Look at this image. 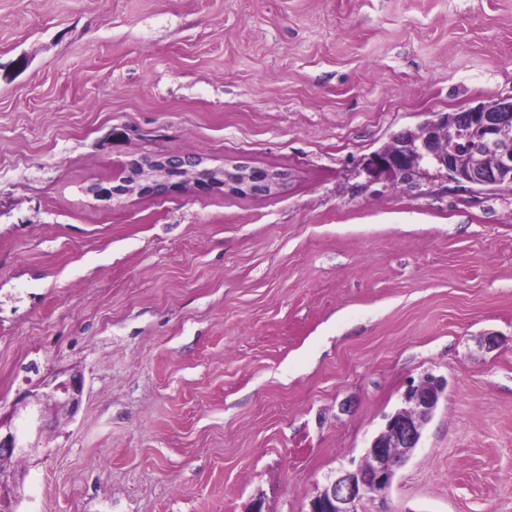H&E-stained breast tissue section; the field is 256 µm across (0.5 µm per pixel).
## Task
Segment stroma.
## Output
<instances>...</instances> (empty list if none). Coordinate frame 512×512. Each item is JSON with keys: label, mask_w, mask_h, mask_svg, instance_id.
Masks as SVG:
<instances>
[{"label": "stroma", "mask_w": 512, "mask_h": 512, "mask_svg": "<svg viewBox=\"0 0 512 512\" xmlns=\"http://www.w3.org/2000/svg\"><path fill=\"white\" fill-rule=\"evenodd\" d=\"M512 98V0H0V463L14 512H308L410 383L447 386L389 512H512V190L360 158ZM272 195L88 193L129 159ZM82 395L83 379L78 374H72L53 385L43 395V400L37 397L35 402H29V396L24 395L8 416L0 415V461L24 452L25 448L38 447V444L29 442L28 432L32 427H35L37 434L43 430V412L48 402H51L54 409L64 411L69 417H73L80 408ZM24 421L27 423H22Z\"/></svg>", "instance_id": "obj_1"}]
</instances>
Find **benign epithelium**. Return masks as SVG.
Returning a JSON list of instances; mask_svg holds the SVG:
<instances>
[{
  "instance_id": "obj_1",
  "label": "benign epithelium",
  "mask_w": 512,
  "mask_h": 512,
  "mask_svg": "<svg viewBox=\"0 0 512 512\" xmlns=\"http://www.w3.org/2000/svg\"><path fill=\"white\" fill-rule=\"evenodd\" d=\"M396 137L356 164L355 174L364 178V188L402 180L409 165L417 167L419 182L415 188L421 194L425 193L423 187L438 178L479 186L512 179V154L501 155L491 169L484 163L486 154L502 142L512 141V100L465 112L440 113L418 131H403ZM281 179L282 174L272 169L238 165L208 168L195 157L168 156L132 159L113 174L111 188L93 185L89 191L114 199L133 193L168 194L190 184L200 191L269 194ZM444 388L445 380L433 376L410 386L403 394L407 407L387 417L363 462L328 479L309 501L308 512H359L358 505L364 500L385 503L396 470L418 448L423 427ZM82 395L83 379L72 374L53 385L42 399L29 402L22 397L9 415H0V461L33 447L28 432L32 427L38 433L43 430L46 405L72 417L80 408Z\"/></svg>"
}]
</instances>
